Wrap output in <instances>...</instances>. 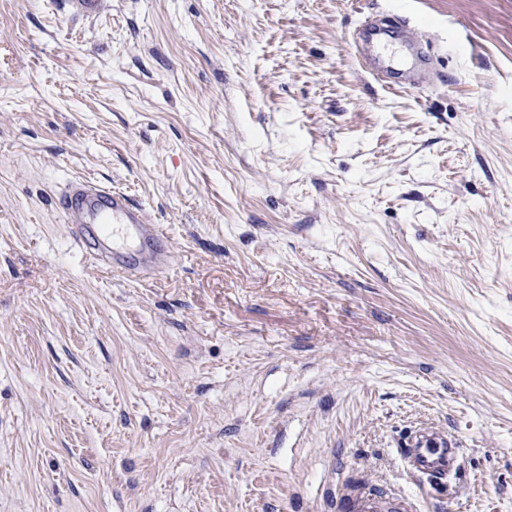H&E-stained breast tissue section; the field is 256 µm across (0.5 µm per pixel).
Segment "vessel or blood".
<instances>
[{
	"instance_id": "b4317fda",
	"label": "vessel or blood",
	"mask_w": 512,
	"mask_h": 512,
	"mask_svg": "<svg viewBox=\"0 0 512 512\" xmlns=\"http://www.w3.org/2000/svg\"><path fill=\"white\" fill-rule=\"evenodd\" d=\"M395 38L415 48L420 64L400 65L383 53ZM353 43L365 70L381 85L426 83L432 48L418 41L406 19L396 15L384 26L376 15H367L355 29ZM59 201L72 236L103 270L137 277L168 268L170 256L161 247L164 233L126 192L91 179H72L61 189ZM401 454L412 476L434 489L449 483L458 470L459 450L444 438L415 435ZM331 505L334 512H420L415 494L363 477L343 480L331 493Z\"/></svg>"
}]
</instances>
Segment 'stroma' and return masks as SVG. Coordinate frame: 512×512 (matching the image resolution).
<instances>
[{"instance_id": "35a3bbf8", "label": "stroma", "mask_w": 512, "mask_h": 512, "mask_svg": "<svg viewBox=\"0 0 512 512\" xmlns=\"http://www.w3.org/2000/svg\"><path fill=\"white\" fill-rule=\"evenodd\" d=\"M432 81L352 44L395 0H0V512H328L408 490L512 512V0H405ZM161 225L99 270L74 178ZM387 26L379 23L376 14L367 15L353 33V43L363 61V68L381 85L391 88L394 84L415 87L427 81L428 68L432 58L430 45L418 41L409 30L406 19L393 16ZM393 38L403 40L416 49L419 65L406 66L395 63L381 51V46ZM423 61V62H422ZM397 80V81H396ZM59 201L72 236L103 270L139 277L169 267L170 256L160 246L164 233L158 224H149L144 207L126 192L91 179H72L61 189ZM460 448L448 444L447 438L416 434L401 449V454L412 476L437 490L450 483L457 474ZM336 512H420L416 495L405 490L380 486L364 478L343 480L331 493Z\"/></svg>"}]
</instances>
